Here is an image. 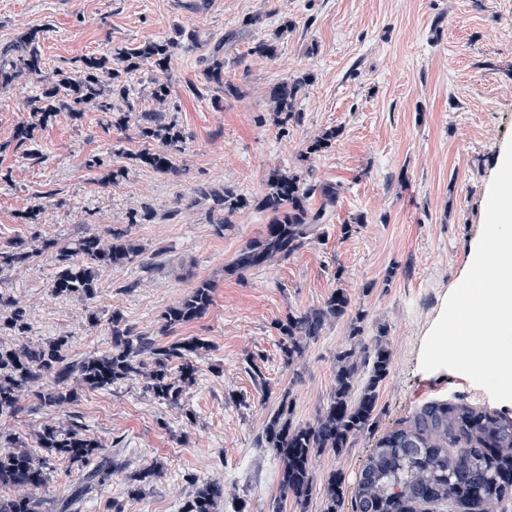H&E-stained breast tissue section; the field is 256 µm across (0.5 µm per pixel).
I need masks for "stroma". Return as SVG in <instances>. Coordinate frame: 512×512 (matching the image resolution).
Returning <instances> with one entry per match:
<instances>
[{
	"label": "stroma",
	"instance_id": "1",
	"mask_svg": "<svg viewBox=\"0 0 512 512\" xmlns=\"http://www.w3.org/2000/svg\"><path fill=\"white\" fill-rule=\"evenodd\" d=\"M30 28L43 31L48 74L116 47L179 42L166 72L144 68L126 81L139 113L158 107L155 81L169 85L165 119L187 135L171 174L139 164L144 141L135 127L119 129L101 112L55 113L34 141L17 144L39 87L0 86V245L20 239L37 252L0 270V292L28 322L21 337L0 329V346L65 334L71 358L100 355L112 347L114 312L135 335L207 344L179 404L155 398L143 375L108 390L75 380L73 403L0 418L1 429L29 438L46 425L76 423L131 469L159 467L142 497L129 495L115 474L80 512L116 505L179 512L192 491L190 474L222 482L225 503L271 512L276 464L256 445L264 421L285 397L296 422L314 420L356 318L364 337L386 334L391 373L373 432L343 454L318 456L316 479L336 471L353 486L378 436L429 401L461 400L512 417V402L494 401L464 375L420 367L424 340L465 276L490 182L512 139V0H0V45ZM273 36V57L248 55L252 43ZM226 37L224 77L237 88L233 96L202 76L214 43ZM301 74L310 83L300 93V117L283 134L269 95ZM330 128L337 137L312 156L311 179L343 190L320 239L246 275L229 272L268 222L256 207L268 177L298 167L301 151ZM92 155L104 158L110 182L88 167ZM227 186L247 204L219 233L214 194ZM112 230L138 240L143 254L102 272L94 300L52 295L50 241ZM204 279L215 285L213 305L163 331L162 313ZM339 288L351 299L347 315L285 367L280 322L323 305Z\"/></svg>",
	"mask_w": 512,
	"mask_h": 512
}]
</instances>
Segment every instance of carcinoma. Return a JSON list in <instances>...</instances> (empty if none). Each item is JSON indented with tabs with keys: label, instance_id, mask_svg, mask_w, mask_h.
Instances as JSON below:
<instances>
[{
	"label": "carcinoma",
	"instance_id": "carcinoma-1",
	"mask_svg": "<svg viewBox=\"0 0 512 512\" xmlns=\"http://www.w3.org/2000/svg\"><path fill=\"white\" fill-rule=\"evenodd\" d=\"M42 30L24 32L14 45L0 51V83L20 79L36 80L41 92L31 102V120L21 125L19 143L34 138V132L57 112L77 116L93 109L110 114L115 111V95L126 97L124 75L148 67L164 72L178 48V42L166 39L149 41L134 49L114 48L107 54L86 57L70 72L42 75L40 39ZM224 45L213 49L212 61L204 73L205 81L235 94L237 87L224 80ZM111 74V82L100 83L99 74ZM310 76L292 78L276 86L271 93L276 125L286 130L295 118V104ZM139 135L146 145L135 155L141 164L160 173L176 169V156L187 145V136L176 125L163 123V115L150 112L140 117ZM337 136L326 130L299 154L307 162L326 149ZM319 195V207L310 200ZM340 188L316 184L297 172H275L267 180L260 207L269 215L262 236L250 241L236 255L229 271L240 276L264 266L271 260L286 259L319 240L320 226L328 221L330 208L339 199ZM224 215L216 230L225 225L244 204L231 188L219 198ZM57 248L58 267L51 280L56 296L84 301L95 298L103 269H121L142 252L135 240L121 232L107 236L90 234L74 243H46ZM35 253L24 244L11 242L0 248V268L25 262ZM214 287L199 281L177 304L162 314L163 328L175 329L203 316L213 304ZM1 306H12L7 325L23 333L26 312L0 294ZM351 305L343 290L332 293L323 306L288 314L281 326L280 348L290 366L304 352V342L320 336L327 322L344 316ZM107 323L112 336L111 351L80 361L68 358L69 337L57 336L36 346L0 348V415L15 418L28 410L22 395L32 393L36 405L55 406L73 402L76 393L69 387L78 378L92 389H108L115 383L142 373L139 357L149 355L154 369L145 375L146 388L155 398L177 403L184 388L193 384L198 372L195 358L206 348L204 340L187 337L168 346L136 336L122 317L111 314ZM392 367V352L386 336L380 334L366 342H356L336 356L334 387L327 404L314 421L295 425L290 413L281 407L272 412L259 438V445L272 451L278 462L277 481L280 496L273 512L290 499L304 510L317 493L314 463L326 450L341 453L354 440L368 432L375 422L382 383ZM53 381V387L31 392L41 381ZM12 448L0 453V512H78V504L98 485L126 469L127 464L112 449L73 428L46 425L36 434L37 447L48 454L78 463L84 469L79 483L44 508V500L34 490L46 481L45 460L28 446L19 433L0 431V445ZM156 471L153 468L125 475L132 496L139 495ZM196 484L194 495L181 512H216L224 499V487L211 482ZM21 489L18 495H2ZM351 494L352 512H506L512 503V418L496 411L475 407L462 401H431L408 421L378 437L356 478L346 488L342 475L333 473L322 484L323 512H341L346 494Z\"/></svg>",
	"mask_w": 512,
	"mask_h": 512
}]
</instances>
